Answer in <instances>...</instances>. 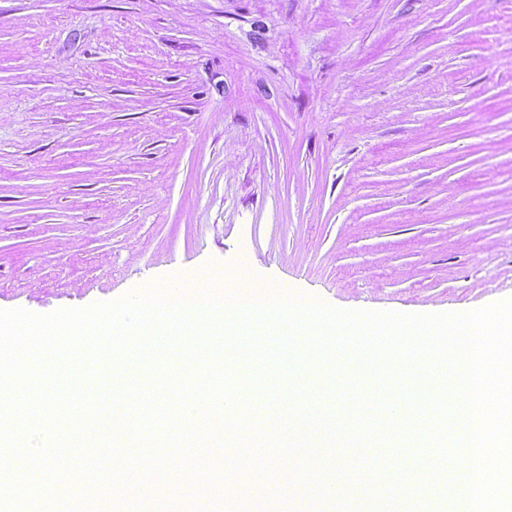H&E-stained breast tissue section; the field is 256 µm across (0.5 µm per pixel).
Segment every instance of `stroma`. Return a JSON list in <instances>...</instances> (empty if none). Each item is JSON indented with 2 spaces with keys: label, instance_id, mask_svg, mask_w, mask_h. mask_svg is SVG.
<instances>
[{
  "label": "stroma",
  "instance_id": "stroma-1",
  "mask_svg": "<svg viewBox=\"0 0 512 512\" xmlns=\"http://www.w3.org/2000/svg\"><path fill=\"white\" fill-rule=\"evenodd\" d=\"M218 274L512 298V0H0V310Z\"/></svg>",
  "mask_w": 512,
  "mask_h": 512
}]
</instances>
